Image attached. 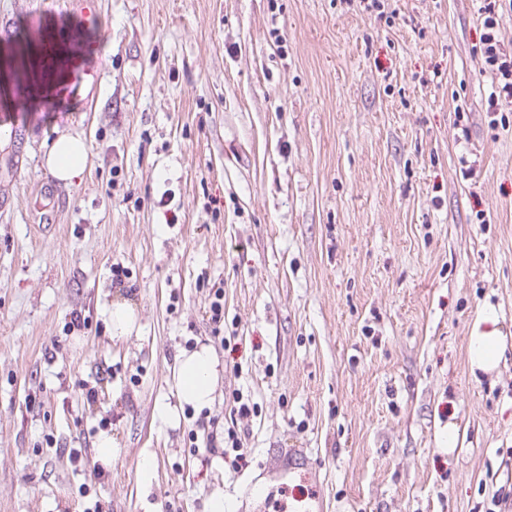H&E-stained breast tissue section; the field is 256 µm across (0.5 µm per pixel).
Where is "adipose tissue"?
Wrapping results in <instances>:
<instances>
[{
    "label": "adipose tissue",
    "instance_id": "1",
    "mask_svg": "<svg viewBox=\"0 0 512 512\" xmlns=\"http://www.w3.org/2000/svg\"><path fill=\"white\" fill-rule=\"evenodd\" d=\"M87 162L84 140L68 133L52 142L45 158L49 171L64 182L78 178ZM506 349V338L498 328L495 310H484L474 321L469 336L471 370L485 374L495 371ZM218 378V361L211 348L203 346L181 354L174 373L179 400L198 408L209 406L214 399Z\"/></svg>",
    "mask_w": 512,
    "mask_h": 512
}]
</instances>
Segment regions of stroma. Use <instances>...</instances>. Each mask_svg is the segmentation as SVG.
I'll return each mask as SVG.
<instances>
[{"label": "stroma", "instance_id": "1", "mask_svg": "<svg viewBox=\"0 0 512 512\" xmlns=\"http://www.w3.org/2000/svg\"><path fill=\"white\" fill-rule=\"evenodd\" d=\"M91 2L0 0V64L83 43L53 101L0 106V512H512V111L488 109L480 0ZM63 133L89 154L69 183L44 165ZM488 307L507 351L477 377ZM202 345L204 410L172 380ZM203 413L248 468L190 454ZM109 330L112 340L121 341L139 330V318L135 305L127 299L112 300L107 307ZM217 365L213 351L207 346L182 353L174 372L179 400L198 408L209 406L218 384Z\"/></svg>", "mask_w": 512, "mask_h": 512}]
</instances>
